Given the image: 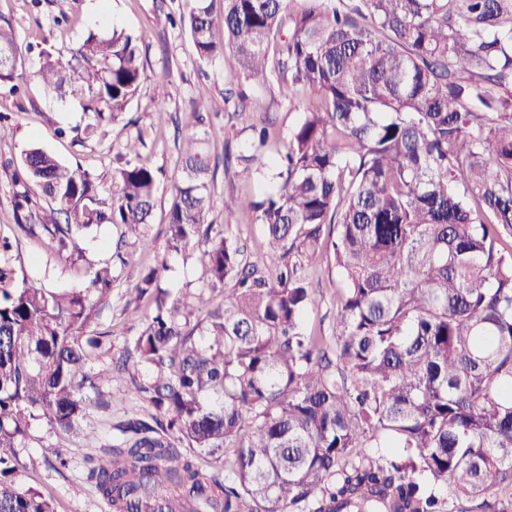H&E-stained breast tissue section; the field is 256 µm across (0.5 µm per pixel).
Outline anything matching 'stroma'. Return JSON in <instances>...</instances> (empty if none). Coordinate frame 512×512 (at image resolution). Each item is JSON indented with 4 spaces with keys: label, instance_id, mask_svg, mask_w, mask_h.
<instances>
[{
    "label": "stroma",
    "instance_id": "obj_1",
    "mask_svg": "<svg viewBox=\"0 0 512 512\" xmlns=\"http://www.w3.org/2000/svg\"><path fill=\"white\" fill-rule=\"evenodd\" d=\"M179 4L180 0H0V25L13 29L24 59L18 78L23 94L12 95L9 84H0V112L11 115L14 127L11 136L0 140V239H9L13 245L5 264L13 272L14 285L34 280L51 289H81L90 271L111 263L119 250L136 266L158 269L159 285L170 293L199 287L204 271L201 252L183 257L168 254L165 248L178 167L176 146L194 127L192 108L208 115L210 151L217 164L208 223H226L225 196L255 192L257 171H271L300 117L297 103L288 101L278 83L261 89L244 80L238 84L239 92L263 95L266 109L248 120L238 119L233 104L224 100V79L238 69L235 57L227 52L211 63H200L187 28L168 20ZM116 26L144 33L146 73L126 111L90 134L86 131L90 117L84 109L86 87L72 81L63 93L50 92L38 70L45 53L66 50L89 34L102 36ZM158 103L166 105V116H157L154 106ZM264 122L273 125L269 142L256 153L252 169H245L239 157L248 151L252 126ZM139 136L145 142L140 149L142 162L163 172L152 218L151 249H142L134 239H121L117 228L101 224L79 234L82 256L72 261L67 253L58 252L47 233L31 236L20 229L12 174L25 150L39 146L88 172L100 198L106 199L112 192L113 170L124 162L126 142ZM113 276L109 296L94 309V326L105 339L87 363L93 384L84 390L91 405L80 422V438L69 440L38 414L16 449L26 485L51 498L57 512H112L89 480L85 458L112 445L117 424L150 412L145 402L129 393L127 378L112 375L110 366L132 346L154 301L149 295L138 297L121 269H114ZM309 281L316 302L306 317L307 326L331 335L340 288L333 264L325 262L312 269Z\"/></svg>",
    "mask_w": 512,
    "mask_h": 512
}]
</instances>
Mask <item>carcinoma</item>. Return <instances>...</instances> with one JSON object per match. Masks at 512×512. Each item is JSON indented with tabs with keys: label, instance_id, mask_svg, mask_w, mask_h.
Returning a JSON list of instances; mask_svg holds the SVG:
<instances>
[{
	"label": "carcinoma",
	"instance_id": "carcinoma-1",
	"mask_svg": "<svg viewBox=\"0 0 512 512\" xmlns=\"http://www.w3.org/2000/svg\"><path fill=\"white\" fill-rule=\"evenodd\" d=\"M292 2L187 0L180 16L200 61L229 50L253 84L308 95L274 187L224 197V215L260 225L283 262L267 276L235 225L206 223L207 131L185 135L167 251L206 244L205 280L173 298L158 270L121 260L156 308L114 370L151 421L120 426L122 441L86 457L88 477L114 512H447L448 487L468 503L453 512H512V0ZM142 44L91 34L38 74L60 91L76 73L92 132L137 94ZM0 55L11 82L22 50L2 27ZM157 181L128 161L107 202L87 172L31 147L15 208L61 251L98 224L149 248ZM328 253L341 291L326 338L305 317ZM113 281L105 265L83 290L12 288L0 267V512H56L25 487L14 448L38 409L79 435L85 362L101 346L91 298Z\"/></svg>",
	"mask_w": 512,
	"mask_h": 512
}]
</instances>
